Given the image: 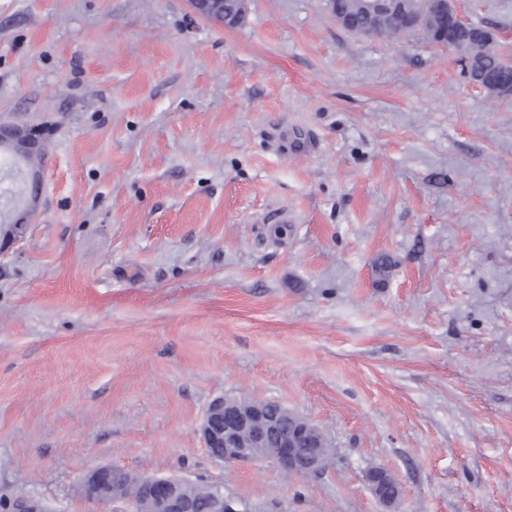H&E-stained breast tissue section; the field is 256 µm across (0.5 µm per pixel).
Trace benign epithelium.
Masks as SVG:
<instances>
[{
  "label": "benign epithelium",
  "mask_w": 512,
  "mask_h": 512,
  "mask_svg": "<svg viewBox=\"0 0 512 512\" xmlns=\"http://www.w3.org/2000/svg\"><path fill=\"white\" fill-rule=\"evenodd\" d=\"M398 0H359V8L373 19L392 12ZM423 17L433 21L461 24L456 0H424ZM195 15L218 19L227 26L244 20L245 0H238L235 14L224 13V0H191ZM42 130L37 127L0 125V147L16 157L34 153L40 145ZM30 226L26 206L14 208L7 215V234L0 238V255L20 242ZM201 439L213 458L228 464L263 459L260 450L274 449L273 460L293 475L316 474L326 466V459L313 444L309 420L294 412L288 426L269 418L259 404H242L237 399L219 397L205 411L199 424ZM114 467H98L84 476L81 492L101 505H123V512H194V500L185 494L193 486L197 495L208 499L213 512H250L246 504L224 495L219 483L197 481L182 476L143 477L125 472V480L112 481Z\"/></svg>",
  "instance_id": "1"
}]
</instances>
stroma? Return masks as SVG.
Here are the masks:
<instances>
[{
    "instance_id": "obj_1",
    "label": "stroma",
    "mask_w": 512,
    "mask_h": 512,
    "mask_svg": "<svg viewBox=\"0 0 512 512\" xmlns=\"http://www.w3.org/2000/svg\"><path fill=\"white\" fill-rule=\"evenodd\" d=\"M457 4L512 58V0ZM1 123L46 141L0 257L1 500L109 512L80 492L108 464L254 512H512V97L460 54L329 0H247L236 27L0 0ZM219 396L301 413L327 468L214 461ZM354 0H332L333 7L341 12L347 13L352 19V29L350 31L359 33L362 31L368 36L370 32H375L372 36H396V34H409L416 33L411 31H404L403 28L398 27L394 22L389 26L382 27L376 31L373 29V19H379L386 13L392 12L398 0H359V8L361 11L368 14L371 18L366 16L353 6ZM2 224H8V226L5 230L7 234L5 236L3 234L0 240V256L26 236L30 226V213L26 205L14 208L7 215V222Z\"/></svg>"
}]
</instances>
